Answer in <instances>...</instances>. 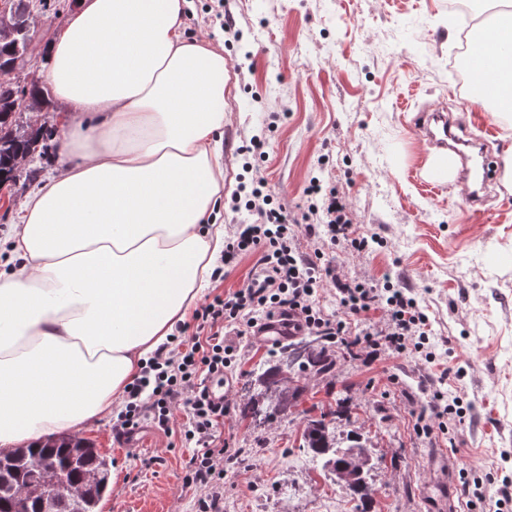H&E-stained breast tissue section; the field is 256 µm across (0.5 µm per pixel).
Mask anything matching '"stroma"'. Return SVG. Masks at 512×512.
Returning a JSON list of instances; mask_svg holds the SVG:
<instances>
[{"label": "stroma", "instance_id": "1", "mask_svg": "<svg viewBox=\"0 0 512 512\" xmlns=\"http://www.w3.org/2000/svg\"><path fill=\"white\" fill-rule=\"evenodd\" d=\"M77 4L32 0V52L15 71L19 86L48 89L49 44ZM193 5L191 27L229 64L225 193L262 178L275 201L299 214L310 203V178L336 190L373 244L329 257L346 275L387 272L408 289L430 317L438 360L428 368L417 355L384 356L368 365L329 345L334 366L308 375L300 408L266 407L248 424L239 417L258 397L252 371L278 346L239 338L242 362L227 373L231 410L215 430L239 451L224 465V512H360L351 491L298 448L302 409L329 391L342 400L332 422L337 441L356 433L367 440L374 465L366 482L379 512H512V500L497 502L502 480L512 478V188L495 181L481 216L455 177L431 191V157L413 129L419 111L443 108L474 134L494 126L487 145L495 170L512 155V124L473 106L453 74L461 40L448 0H224L232 33L221 29L212 0ZM256 134L265 158L239 156ZM427 374L464 408L462 420L428 439L413 430L429 401ZM141 432L144 444L123 448L111 422L80 430L112 462L100 512H197L199 495L184 483L192 449L151 424ZM464 473L479 481L473 509L461 493Z\"/></svg>", "mask_w": 512, "mask_h": 512}]
</instances>
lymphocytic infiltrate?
I'll use <instances>...</instances> for the list:
<instances>
[{"instance_id": "1", "label": "lymphocytic infiltrate", "mask_w": 512, "mask_h": 512, "mask_svg": "<svg viewBox=\"0 0 512 512\" xmlns=\"http://www.w3.org/2000/svg\"><path fill=\"white\" fill-rule=\"evenodd\" d=\"M307 192L317 201L300 218L273 206L263 181L238 186L232 192L234 208H245L252 220L233 225L211 279L223 280L226 266L253 254L257 261L246 286L214 296L195 309L191 322L177 329L176 348L157 349L127 385L112 423V433L118 438L146 423L169 435L175 411L184 409L187 422L180 439L194 449L185 482L202 491L201 512L224 509V498L214 487L231 453L215 441L213 432L230 404L215 401L209 384L223 381L225 372L240 362L232 337L250 335L265 318L281 314L294 319L300 330L340 341L351 356L368 364L383 355H418L428 363L435 359L429 317L414 297L387 281L346 276L327 259L325 246L363 252L369 243L357 235L347 205L335 191L324 190L314 177ZM303 237L312 241V249H302L299 240ZM327 288L335 290L341 315L327 314L321 307L320 296ZM462 413L459 399L432 390L414 430L431 437L434 424Z\"/></svg>"}]
</instances>
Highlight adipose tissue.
<instances>
[{"mask_svg": "<svg viewBox=\"0 0 512 512\" xmlns=\"http://www.w3.org/2000/svg\"><path fill=\"white\" fill-rule=\"evenodd\" d=\"M185 6L79 0L50 44L65 159L0 272L1 448L109 416L224 250L227 61L187 37Z\"/></svg>", "mask_w": 512, "mask_h": 512, "instance_id": "obj_1", "label": "adipose tissue"}]
</instances>
